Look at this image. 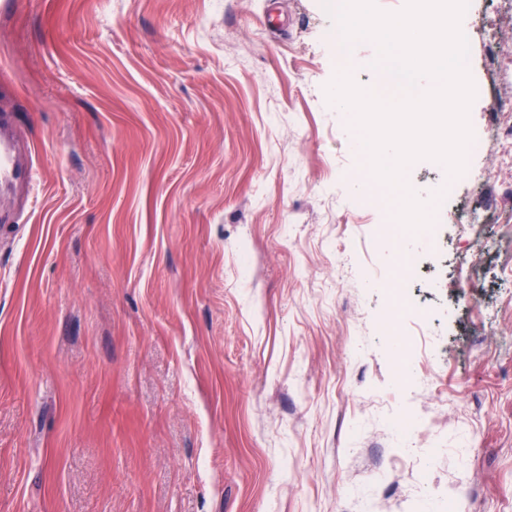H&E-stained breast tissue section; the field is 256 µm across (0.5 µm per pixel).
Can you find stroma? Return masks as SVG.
Instances as JSON below:
<instances>
[{
  "label": "stroma",
  "mask_w": 512,
  "mask_h": 512,
  "mask_svg": "<svg viewBox=\"0 0 512 512\" xmlns=\"http://www.w3.org/2000/svg\"><path fill=\"white\" fill-rule=\"evenodd\" d=\"M0 112L38 175L0 221V512H512V154L406 181L446 233L336 264L390 221L364 208L367 157L325 87L341 62L323 0H9ZM461 25L492 111L490 38L512 71V0ZM494 171L490 184L481 178ZM494 242L472 305L454 217ZM419 257L403 327L382 330L398 247ZM409 416L411 442L387 420Z\"/></svg>",
  "instance_id": "obj_1"
}]
</instances>
